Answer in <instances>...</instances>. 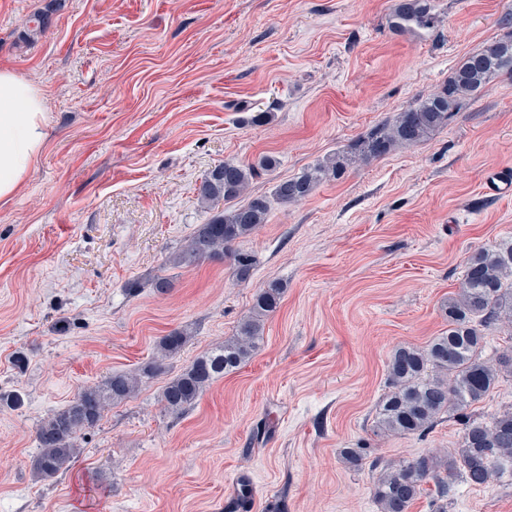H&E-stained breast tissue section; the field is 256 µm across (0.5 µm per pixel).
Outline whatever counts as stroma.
<instances>
[{
  "label": "stroma",
  "mask_w": 512,
  "mask_h": 512,
  "mask_svg": "<svg viewBox=\"0 0 512 512\" xmlns=\"http://www.w3.org/2000/svg\"><path fill=\"white\" fill-rule=\"evenodd\" d=\"M392 0H0V68L44 92L48 140L0 205V512H222L253 479L255 512H380L371 463L445 455L461 426L383 438L376 412L401 345L448 328L441 305L475 250L512 239V77L467 99L419 144L350 164L307 199L274 205L240 240L256 264H172L211 209L204 175L227 160L276 181L354 152L512 32V0H433L436 22L393 30ZM49 14L29 37L30 18ZM270 121L256 124L255 113ZM167 277L160 295L148 280ZM141 282L137 292L129 282ZM283 294L256 354L174 416L164 386L234 336L270 282ZM188 341L130 399L80 432L62 476L32 474L36 430L79 391ZM25 370L12 364L16 351ZM363 457L348 464L343 449ZM449 512H512V472L458 482ZM187 336L183 331H173L163 336L157 345V356L154 361L143 370L145 377H150L163 369L164 362L175 357L183 347Z\"/></svg>",
  "instance_id": "1"
}]
</instances>
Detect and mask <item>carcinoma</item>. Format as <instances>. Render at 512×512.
<instances>
[{
  "instance_id": "obj_1",
  "label": "carcinoma",
  "mask_w": 512,
  "mask_h": 512,
  "mask_svg": "<svg viewBox=\"0 0 512 512\" xmlns=\"http://www.w3.org/2000/svg\"><path fill=\"white\" fill-rule=\"evenodd\" d=\"M389 23L398 32L434 27L433 0H395ZM500 74L512 76V37L493 40L470 53L432 94L372 128L361 143L359 155H334L298 175L283 178L270 197L249 196L247 191L251 181L276 167L275 158L265 156L251 165L226 160L215 166L201 181L198 197L203 204L222 200L224 210L198 225L172 258L173 264L189 267L224 259L239 278H248L254 256L235 244L267 223L272 201L299 202L320 182L339 178L351 163L420 143L448 125L463 100L479 93ZM282 292L278 283L261 289L233 339L201 354L167 383L162 402L168 413L184 414L210 385L255 354L264 321L278 308ZM444 315L448 330L426 346L405 345L392 351L388 363L390 390L379 405L375 432L381 437L423 434L433 428L440 415L454 411L462 417L460 442L448 454L443 472L435 455L393 461L382 467L374 463L379 473L373 478L372 494L381 512H409L429 480L434 482L437 500L448 505L456 495L457 479L484 487L492 481L495 469L512 468V406L487 417L468 414L501 376L512 375V346L503 350L494 364L482 358L487 331H512V240L481 248L468 257L461 286L444 304ZM186 340L182 331L162 337L157 356L143 375L150 377L162 371L164 362L175 357ZM141 382L138 375L114 373L103 383L82 389L67 406L44 420L36 430L39 452L33 462L35 474L49 480L66 473L80 453L78 434L95 426L110 405L131 397Z\"/></svg>"
}]
</instances>
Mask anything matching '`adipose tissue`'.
I'll return each mask as SVG.
<instances>
[{
	"mask_svg": "<svg viewBox=\"0 0 512 512\" xmlns=\"http://www.w3.org/2000/svg\"><path fill=\"white\" fill-rule=\"evenodd\" d=\"M51 116L42 90L9 69H0V202L9 203L38 164Z\"/></svg>",
	"mask_w": 512,
	"mask_h": 512,
	"instance_id": "adipose-tissue-1",
	"label": "adipose tissue"
}]
</instances>
